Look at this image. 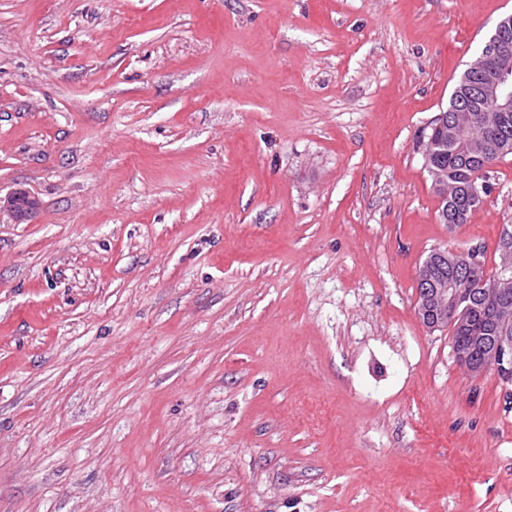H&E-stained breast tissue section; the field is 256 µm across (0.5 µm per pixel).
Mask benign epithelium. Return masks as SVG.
<instances>
[{"instance_id":"obj_1","label":"benign epithelium","mask_w":512,"mask_h":512,"mask_svg":"<svg viewBox=\"0 0 512 512\" xmlns=\"http://www.w3.org/2000/svg\"><path fill=\"white\" fill-rule=\"evenodd\" d=\"M477 60L484 62L483 82L475 90L480 100L478 113L472 115L468 145L479 153H496L506 146L497 140L483 118L485 112H512V16L499 20L485 41ZM7 206L18 221L31 219L38 205L30 192L17 189L8 197ZM500 257L501 287L485 298L484 311L494 324L496 334L478 336L475 342L483 350L482 359L472 356V346L462 342L453 344L452 352L458 365L474 376L494 370L506 382L512 381V227L505 226L503 245L497 246ZM439 253L448 256V268L428 260L419 267L418 275L424 283L422 295L417 297V314L430 329L442 328L459 321L460 310L471 305L470 296L461 283L458 271L462 266L475 269L479 263L474 249L448 250Z\"/></svg>"}]
</instances>
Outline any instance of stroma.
<instances>
[{
  "label": "stroma",
  "mask_w": 512,
  "mask_h": 512,
  "mask_svg": "<svg viewBox=\"0 0 512 512\" xmlns=\"http://www.w3.org/2000/svg\"><path fill=\"white\" fill-rule=\"evenodd\" d=\"M512 0H0V512H512V383L427 328L494 270L422 140ZM7 206L17 221L31 219L38 210V204L30 192L25 189H16L7 199Z\"/></svg>",
  "instance_id": "35a3bbf8"
}]
</instances>
